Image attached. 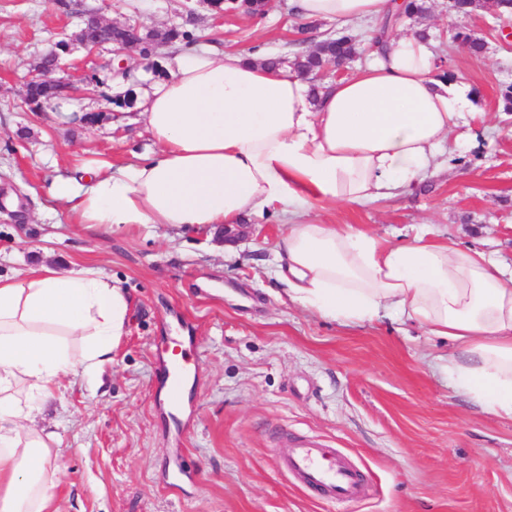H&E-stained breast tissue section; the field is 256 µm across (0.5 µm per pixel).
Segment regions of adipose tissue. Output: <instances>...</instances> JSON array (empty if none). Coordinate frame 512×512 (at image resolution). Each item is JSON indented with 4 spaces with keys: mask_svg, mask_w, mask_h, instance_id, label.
<instances>
[{
    "mask_svg": "<svg viewBox=\"0 0 512 512\" xmlns=\"http://www.w3.org/2000/svg\"><path fill=\"white\" fill-rule=\"evenodd\" d=\"M304 20L381 22L395 0H288ZM429 41L395 35L353 76L312 94L307 79L239 51L176 53L138 104L156 150L56 177L48 194L76 224L215 226L280 206L277 277L291 303L341 325L386 313L452 348L454 391L512 421V264L418 233L399 245L307 217L317 204L390 198L435 171L465 121V87L441 78ZM129 299L89 268L42 265L0 279V512H57L54 437L32 426L61 379H96L128 324Z\"/></svg>",
    "mask_w": 512,
    "mask_h": 512,
    "instance_id": "obj_1",
    "label": "adipose tissue"
}]
</instances>
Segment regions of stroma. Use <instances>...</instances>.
<instances>
[{"label": "stroma", "mask_w": 512, "mask_h": 512, "mask_svg": "<svg viewBox=\"0 0 512 512\" xmlns=\"http://www.w3.org/2000/svg\"><path fill=\"white\" fill-rule=\"evenodd\" d=\"M401 33L427 32L438 56L475 100L468 126L445 144L433 175L376 203L316 206L314 221L352 227L396 244L429 225L453 241L512 262V20L493 0L471 14L427 0ZM143 29L181 25L198 42L292 60L337 23L307 34L286 0L261 18L216 24L202 0H0V276L47 265L112 275L131 300L125 334L98 383L68 374L59 400L37 412L54 434L60 512H512V421L458 396L431 358L447 341L384 316L343 326L290 303L273 248L286 230L269 212L245 217L226 246L221 229L161 224L101 228L69 223L47 188L86 160L116 165L155 145L145 126L116 123L109 98L111 49L71 45V69L96 73V96L33 112L21 95L31 66L71 35L81 10ZM483 39V54L454 42ZM197 358L178 401L155 387L174 345ZM304 434L347 453L371 492L328 504L280 467L279 438Z\"/></svg>", "instance_id": "1"}]
</instances>
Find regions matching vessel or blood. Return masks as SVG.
Wrapping results in <instances>:
<instances>
[{
	"label": "vessel or blood",
	"mask_w": 512,
	"mask_h": 512,
	"mask_svg": "<svg viewBox=\"0 0 512 512\" xmlns=\"http://www.w3.org/2000/svg\"><path fill=\"white\" fill-rule=\"evenodd\" d=\"M186 365L182 350H173L168 365L157 379L158 384L180 392L181 382L187 374ZM281 467L296 485L322 500L357 502L369 493L370 486L361 470L341 452L323 448L312 438L291 439Z\"/></svg>",
	"instance_id": "vessel-or-blood-1"
}]
</instances>
